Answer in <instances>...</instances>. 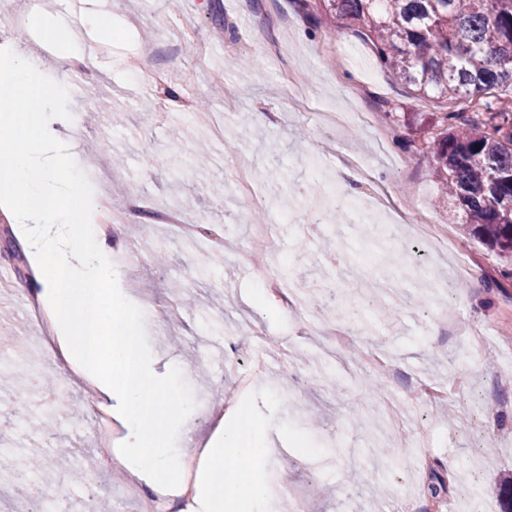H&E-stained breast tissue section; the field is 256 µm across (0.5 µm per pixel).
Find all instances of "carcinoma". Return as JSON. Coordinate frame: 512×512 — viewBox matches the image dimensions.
<instances>
[{
    "label": "carcinoma",
    "instance_id": "cac0c4a2",
    "mask_svg": "<svg viewBox=\"0 0 512 512\" xmlns=\"http://www.w3.org/2000/svg\"><path fill=\"white\" fill-rule=\"evenodd\" d=\"M362 31L419 96L477 104L440 112L431 157L448 220L512 258V0H313Z\"/></svg>",
    "mask_w": 512,
    "mask_h": 512
}]
</instances>
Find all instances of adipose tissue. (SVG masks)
I'll return each instance as SVG.
<instances>
[{
  "label": "adipose tissue",
  "instance_id": "ef3b65f1",
  "mask_svg": "<svg viewBox=\"0 0 512 512\" xmlns=\"http://www.w3.org/2000/svg\"><path fill=\"white\" fill-rule=\"evenodd\" d=\"M48 88L36 64L11 54L0 60V207L22 229L21 243L34 270L23 284L53 314L52 333L61 349V373H79L98 402L126 429L118 453L122 467L158 495L184 479L180 460L195 446L192 408L172 412L167 394L180 370H159L140 336L142 305L132 303L111 262L112 235L80 222L79 178L61 180L66 143L41 106L62 98ZM263 448H244L236 430L215 433L200 448L193 479L196 512H254L266 487L258 469Z\"/></svg>",
  "mask_w": 512,
  "mask_h": 512
}]
</instances>
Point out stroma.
<instances>
[{
	"mask_svg": "<svg viewBox=\"0 0 512 512\" xmlns=\"http://www.w3.org/2000/svg\"><path fill=\"white\" fill-rule=\"evenodd\" d=\"M108 2L113 22L128 31L111 40L109 55L88 56L84 68L71 67L67 47L41 45L27 22L28 0H14L12 11L25 24L0 29V47L29 55L47 86L66 88L63 105L45 110L81 129L71 161L84 184L85 208L100 207L106 195L128 213L127 223L115 227L118 251L133 296L151 300L145 342L184 371L174 407L196 406L199 437L208 440L217 429L209 408L239 394L238 378L257 355L266 367L239 410L238 430L245 447L272 451L261 468L267 483L261 512H286L293 498L306 512H403L409 503L422 510L434 498L433 485L436 498L456 512H504L497 487L512 479V280L500 275L505 259L449 223L439 201L425 150L437 101L395 82L361 32L317 19L299 0ZM143 60L145 72L131 70ZM296 69L307 75L300 105L278 77ZM161 72L170 76L162 87L155 83ZM90 81L111 93L116 113L94 112L82 92ZM229 93L236 97L231 112L224 109ZM190 105L224 112L223 136L190 122ZM311 153L318 169L305 162ZM347 159L388 199L386 238H375L372 211L353 215L348 202L356 191L312 208ZM241 165L272 211L294 217L274 222L270 254L309 324L374 309L370 323L353 328V350L378 348L396 377L358 373L353 351H343L337 373L322 378L320 337L300 338L289 313L267 302L263 285L245 274L233 250L247 246L256 208L234 192ZM410 185L420 190L418 208L447 228L456 256L431 252L415 237L412 217L398 213L394 203ZM134 191L156 209L181 194L188 201L184 221L223 227L233 249H187L174 228L130 209ZM315 211L321 223H311ZM148 242L165 255L164 264L144 251ZM458 259L473 269L460 290L416 277L422 265L447 276ZM15 266L0 230V305L11 313L0 321V489L9 491L10 502L38 512L17 475L27 449L41 448L39 476L63 490L73 512L89 498L137 512L149 489L110 482L98 464L95 423L85 410L91 388L59 375L18 291L23 278ZM448 306L487 337L480 355L466 358V337L443 326ZM19 365L51 382L53 391L22 385L14 374ZM416 378L448 392L441 405L404 415L410 429L433 435V468L425 473L408 464L412 443L395 447L401 458L395 466L375 453L393 436L381 397L402 394Z\"/></svg>",
	"mask_w": 512,
	"mask_h": 512,
	"instance_id": "obj_1",
	"label": "stroma"
}]
</instances>
